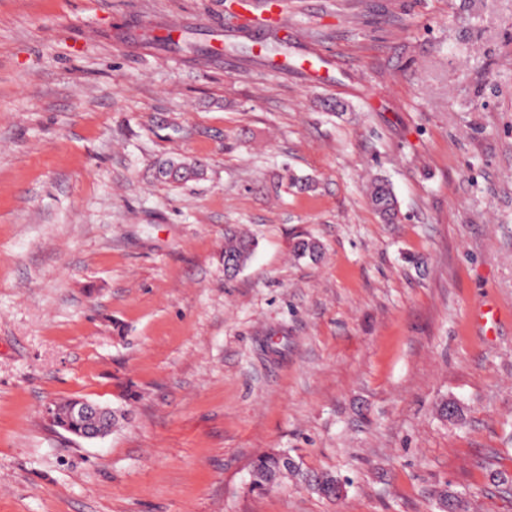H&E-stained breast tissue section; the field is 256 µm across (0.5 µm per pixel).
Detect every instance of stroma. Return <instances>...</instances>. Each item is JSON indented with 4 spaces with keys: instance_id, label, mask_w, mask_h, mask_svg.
I'll use <instances>...</instances> for the list:
<instances>
[{
    "instance_id": "1",
    "label": "stroma",
    "mask_w": 512,
    "mask_h": 512,
    "mask_svg": "<svg viewBox=\"0 0 512 512\" xmlns=\"http://www.w3.org/2000/svg\"><path fill=\"white\" fill-rule=\"evenodd\" d=\"M77 398L127 415L49 426ZM272 450L342 493L251 491ZM506 484L512 0H0V512H512ZM162 178L171 182H180L188 180V177H197L203 174L200 165L187 164L183 162L166 161L159 168ZM371 203L386 224H394L398 220L397 200L390 184L384 180H375L370 190ZM254 248L253 239L236 230H228L224 235V271L228 274L232 267H243L251 258ZM109 412V408L98 402L81 400L75 414L83 420V425L77 430L76 436L84 440L105 438L112 430Z\"/></svg>"
}]
</instances>
